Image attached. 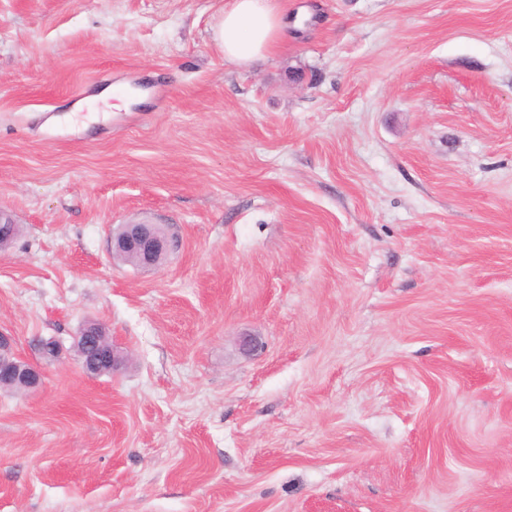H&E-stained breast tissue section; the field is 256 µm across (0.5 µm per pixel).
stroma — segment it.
Wrapping results in <instances>:
<instances>
[{
	"mask_svg": "<svg viewBox=\"0 0 512 512\" xmlns=\"http://www.w3.org/2000/svg\"><path fill=\"white\" fill-rule=\"evenodd\" d=\"M227 2L0 0V512H512V0ZM215 27L225 60L246 63L270 53L286 32L279 0H230ZM175 236L161 235L152 224H124L112 238L113 255L129 256L141 268L158 266V257L178 247ZM75 348L88 376H99L107 370L113 374L121 368L123 357L98 323L90 322L83 327ZM43 373L37 365L25 361L13 352V339L0 332V385L11 386L3 381H19L20 387L34 389L42 384Z\"/></svg>",
	"mask_w": 512,
	"mask_h": 512,
	"instance_id": "35a3bbf8",
	"label": "stroma"
}]
</instances>
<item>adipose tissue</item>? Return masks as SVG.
I'll use <instances>...</instances> for the list:
<instances>
[{"label": "adipose tissue", "mask_w": 512, "mask_h": 512, "mask_svg": "<svg viewBox=\"0 0 512 512\" xmlns=\"http://www.w3.org/2000/svg\"><path fill=\"white\" fill-rule=\"evenodd\" d=\"M288 27L279 0H231L215 27L225 60L246 63L270 53Z\"/></svg>", "instance_id": "obj_1"}]
</instances>
